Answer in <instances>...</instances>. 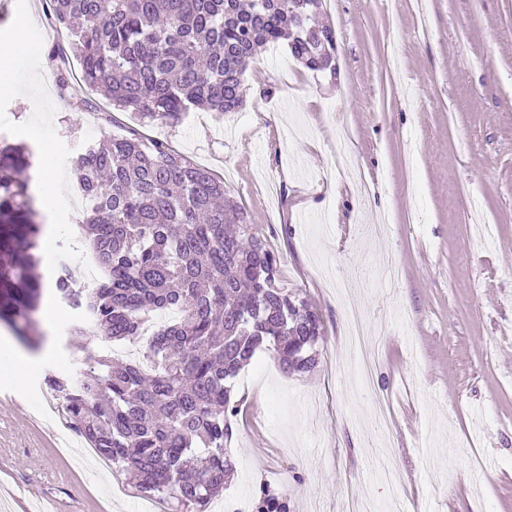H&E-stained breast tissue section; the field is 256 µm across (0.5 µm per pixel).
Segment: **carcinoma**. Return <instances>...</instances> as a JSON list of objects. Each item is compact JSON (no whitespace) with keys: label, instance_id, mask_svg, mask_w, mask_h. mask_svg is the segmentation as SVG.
Here are the masks:
<instances>
[{"label":"carcinoma","instance_id":"cac0c4a2","mask_svg":"<svg viewBox=\"0 0 512 512\" xmlns=\"http://www.w3.org/2000/svg\"><path fill=\"white\" fill-rule=\"evenodd\" d=\"M323 0H42L71 35L48 59L64 91L69 55L82 81L140 122L178 124L192 108L222 115L244 103L257 50L284 42L308 69L332 67V29L315 24ZM33 153L0 140V323L39 343L45 290L84 311L111 342L140 336L147 316L179 319L153 332L146 360L90 354L81 376L50 374L69 426L139 494L166 512H207L234 475L226 443L236 416L234 379L262 351L284 372L317 365L319 314L279 283L278 261L224 181L136 131L96 141L73 160L90 204L84 225L104 272L92 288L39 269L46 247L32 193ZM256 512H288L262 486Z\"/></svg>","mask_w":512,"mask_h":512}]
</instances>
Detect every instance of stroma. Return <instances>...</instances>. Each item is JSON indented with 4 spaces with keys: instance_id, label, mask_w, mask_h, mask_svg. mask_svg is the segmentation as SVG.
Wrapping results in <instances>:
<instances>
[{
    "instance_id": "obj_1",
    "label": "stroma",
    "mask_w": 512,
    "mask_h": 512,
    "mask_svg": "<svg viewBox=\"0 0 512 512\" xmlns=\"http://www.w3.org/2000/svg\"><path fill=\"white\" fill-rule=\"evenodd\" d=\"M41 0H0V43L24 29L30 50L0 68V136L29 145L49 249L45 278L79 266L88 204L71 162L104 136L139 130L224 181L277 257L280 283L318 312V364L284 374L259 354L236 380V471L208 512L253 502L260 485L290 512H348L391 494L406 512H512V0H324L335 73L308 70L286 44L261 49L244 74L245 106L190 111L178 125H139L119 110L75 112L94 97L80 76L59 93ZM52 163L59 180L43 183ZM397 279L381 274L387 257ZM379 331L370 385L360 381L337 279ZM46 341L22 347L0 326V474L5 503L62 499L71 512H143L144 497L81 455L85 441L49 408L46 374L77 376L102 338L81 311L47 293ZM81 332H74V325ZM390 427L377 438L373 400Z\"/></svg>"
}]
</instances>
